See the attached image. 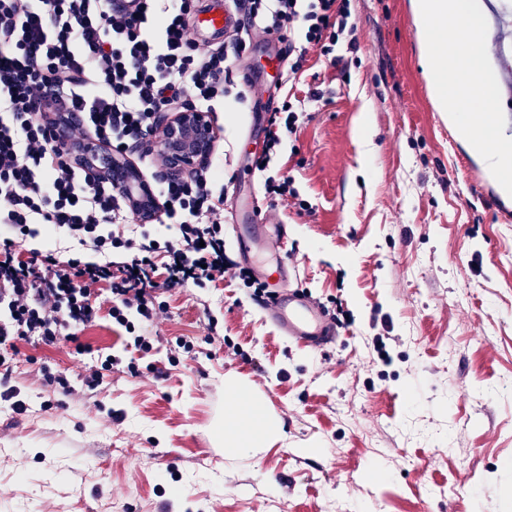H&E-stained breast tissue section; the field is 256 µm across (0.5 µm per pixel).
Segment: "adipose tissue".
<instances>
[{"label": "adipose tissue", "mask_w": 512, "mask_h": 512, "mask_svg": "<svg viewBox=\"0 0 512 512\" xmlns=\"http://www.w3.org/2000/svg\"><path fill=\"white\" fill-rule=\"evenodd\" d=\"M226 390L230 398L224 428V451L237 456L255 448L266 447L281 434L279 421L265 409L262 401L245 390L242 381L227 382Z\"/></svg>", "instance_id": "1"}]
</instances>
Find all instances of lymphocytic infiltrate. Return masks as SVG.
<instances>
[{"instance_id":"obj_1","label":"lymphocytic infiltrate","mask_w":512,"mask_h":512,"mask_svg":"<svg viewBox=\"0 0 512 512\" xmlns=\"http://www.w3.org/2000/svg\"><path fill=\"white\" fill-rule=\"evenodd\" d=\"M238 22L223 46L193 40V0H0V399L14 413L13 369L19 342L75 343L99 319L96 300L108 292V316L127 346L153 347L134 320L160 311L157 290L223 281L224 192L203 166L189 179L163 183L161 221L176 239L158 243L128 227L135 207L103 178L73 164L56 138L60 119L74 141L93 138L120 151L136 149L150 168L164 159L151 143L159 116L184 104L214 112L254 40L272 34L286 44L287 79L304 72L311 49L338 65L339 42L355 49L349 0H230ZM193 101H186V90ZM316 89L286 92L284 121H271L267 152L296 133ZM57 232L53 249L31 242Z\"/></svg>"}]
</instances>
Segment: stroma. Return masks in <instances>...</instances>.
Masks as SVG:
<instances>
[{"instance_id": "stroma-1", "label": "stroma", "mask_w": 512, "mask_h": 512, "mask_svg": "<svg viewBox=\"0 0 512 512\" xmlns=\"http://www.w3.org/2000/svg\"><path fill=\"white\" fill-rule=\"evenodd\" d=\"M349 9L356 50L337 70L311 50L324 98L266 171L270 115L248 97H225L211 157L231 202L293 179L298 200L262 210L287 245L249 261H286L336 343L288 342L230 274L164 293L139 326L164 338L150 351L125 352L106 315L81 331L138 368L93 391L74 344L20 343L26 410L0 401V512H512V198L437 111L411 0ZM230 376L273 397L282 440L225 455L213 426Z\"/></svg>"}]
</instances>
